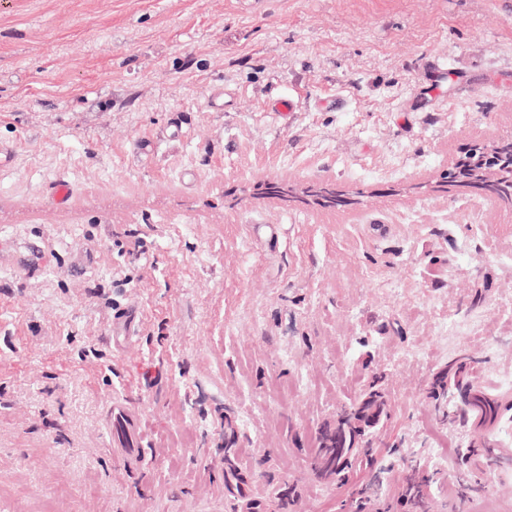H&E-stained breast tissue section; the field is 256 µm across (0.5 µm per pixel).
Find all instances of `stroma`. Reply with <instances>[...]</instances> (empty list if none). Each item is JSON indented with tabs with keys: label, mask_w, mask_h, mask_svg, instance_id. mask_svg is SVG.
Instances as JSON below:
<instances>
[{
	"label": "stroma",
	"mask_w": 512,
	"mask_h": 512,
	"mask_svg": "<svg viewBox=\"0 0 512 512\" xmlns=\"http://www.w3.org/2000/svg\"><path fill=\"white\" fill-rule=\"evenodd\" d=\"M510 139L512 0H0V512H230L240 486L402 512L413 476L417 512H512V413L433 397L463 355L508 391L512 205L438 183ZM375 378L374 464L317 477ZM116 402L142 414L131 467Z\"/></svg>",
	"instance_id": "1"
}]
</instances>
